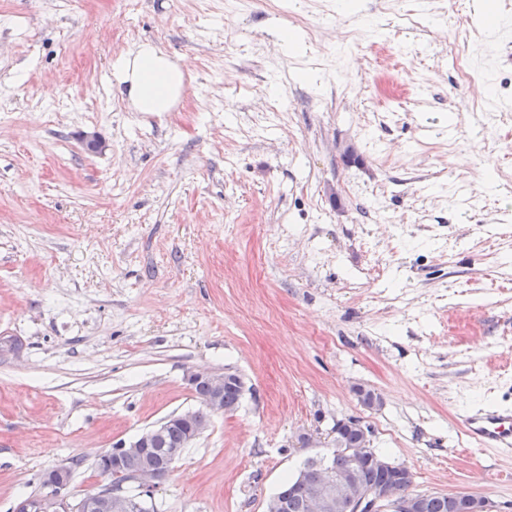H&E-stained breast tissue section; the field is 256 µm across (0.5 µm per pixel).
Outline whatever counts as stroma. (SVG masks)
Returning a JSON list of instances; mask_svg holds the SVG:
<instances>
[{
  "instance_id": "obj_1",
  "label": "stroma",
  "mask_w": 512,
  "mask_h": 512,
  "mask_svg": "<svg viewBox=\"0 0 512 512\" xmlns=\"http://www.w3.org/2000/svg\"><path fill=\"white\" fill-rule=\"evenodd\" d=\"M508 41L512 0H0V512L70 462L97 492L224 369L152 512H265L344 417L411 493L512 512L460 424L512 406ZM144 42L185 73L159 115L110 68Z\"/></svg>"
}]
</instances>
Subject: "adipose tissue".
Returning <instances> with one entry per match:
<instances>
[{"mask_svg":"<svg viewBox=\"0 0 512 512\" xmlns=\"http://www.w3.org/2000/svg\"><path fill=\"white\" fill-rule=\"evenodd\" d=\"M112 70L122 97L139 112L168 111L184 89L181 67L151 44L115 58Z\"/></svg>","mask_w":512,"mask_h":512,"instance_id":"1","label":"adipose tissue"}]
</instances>
